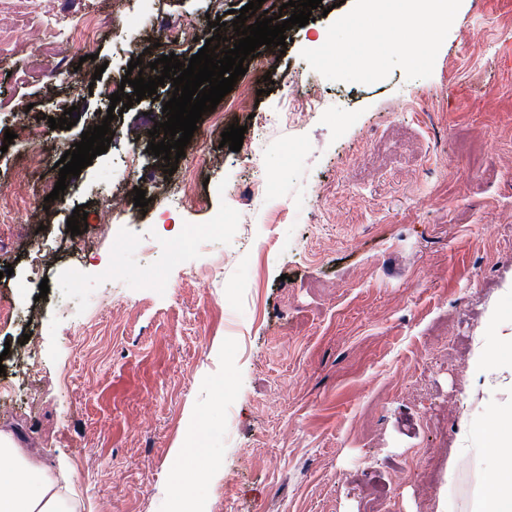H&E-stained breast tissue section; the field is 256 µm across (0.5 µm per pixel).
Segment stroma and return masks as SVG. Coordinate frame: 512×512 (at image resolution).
I'll list each match as a JSON object with an SVG mask.
<instances>
[{
	"label": "stroma",
	"mask_w": 512,
	"mask_h": 512,
	"mask_svg": "<svg viewBox=\"0 0 512 512\" xmlns=\"http://www.w3.org/2000/svg\"><path fill=\"white\" fill-rule=\"evenodd\" d=\"M248 2L0 0V136L16 134L0 189L22 200L0 223V303L13 311L0 322L13 398L0 426L65 463L78 512H365L373 486L385 512H470L482 469L457 449L512 406V385L491 393L469 373L479 337L512 336V321L487 322L512 309V0H458L434 34L397 4L378 18L363 0H322L284 54L244 60L258 102L218 104L246 129L240 151L206 113L165 176L146 151L167 119L161 86L45 200L130 60L188 62L214 34L209 17L232 22ZM60 11L96 24L95 59L46 31ZM339 42L346 58L330 53ZM287 98L295 122L259 123ZM68 109L76 125L50 128ZM189 174L199 200L169 209ZM256 180L267 193L248 198ZM80 205L88 226L73 236ZM119 217L126 233L100 239ZM27 333L33 374L17 360Z\"/></svg>",
	"instance_id": "stroma-1"
}]
</instances>
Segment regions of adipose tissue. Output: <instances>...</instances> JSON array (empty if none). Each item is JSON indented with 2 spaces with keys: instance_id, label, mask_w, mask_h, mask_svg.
Masks as SVG:
<instances>
[{
  "instance_id": "obj_1",
  "label": "adipose tissue",
  "mask_w": 512,
  "mask_h": 512,
  "mask_svg": "<svg viewBox=\"0 0 512 512\" xmlns=\"http://www.w3.org/2000/svg\"><path fill=\"white\" fill-rule=\"evenodd\" d=\"M478 432L491 437V449L465 448L461 454H489L493 463L473 491L471 512H512V428L493 421ZM64 470L23 455L13 433L0 429V512H76L75 496L59 488Z\"/></svg>"
}]
</instances>
